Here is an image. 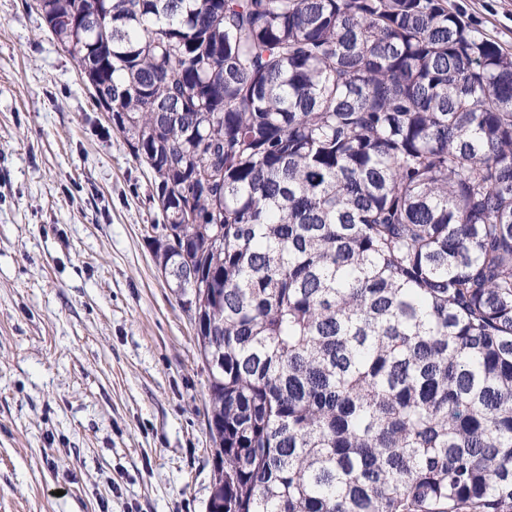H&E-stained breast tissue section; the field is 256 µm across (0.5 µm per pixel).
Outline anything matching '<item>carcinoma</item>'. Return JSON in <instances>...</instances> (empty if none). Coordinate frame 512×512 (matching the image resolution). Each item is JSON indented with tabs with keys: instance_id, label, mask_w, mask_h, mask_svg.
<instances>
[{
	"instance_id": "carcinoma-1",
	"label": "carcinoma",
	"mask_w": 512,
	"mask_h": 512,
	"mask_svg": "<svg viewBox=\"0 0 512 512\" xmlns=\"http://www.w3.org/2000/svg\"><path fill=\"white\" fill-rule=\"evenodd\" d=\"M152 174L224 512H512V53L448 0H34Z\"/></svg>"
}]
</instances>
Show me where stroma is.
<instances>
[{
	"mask_svg": "<svg viewBox=\"0 0 512 512\" xmlns=\"http://www.w3.org/2000/svg\"><path fill=\"white\" fill-rule=\"evenodd\" d=\"M32 0H0V512H206L194 320L152 177ZM512 52V0H448Z\"/></svg>",
	"mask_w": 512,
	"mask_h": 512,
	"instance_id": "1",
	"label": "stroma"
}]
</instances>
